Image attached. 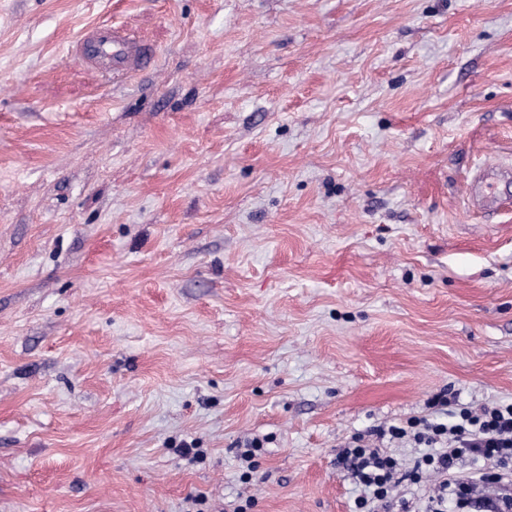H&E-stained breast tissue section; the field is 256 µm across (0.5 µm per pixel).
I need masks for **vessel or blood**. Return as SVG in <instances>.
Wrapping results in <instances>:
<instances>
[{
	"instance_id": "1",
	"label": "vessel or blood",
	"mask_w": 512,
	"mask_h": 512,
	"mask_svg": "<svg viewBox=\"0 0 512 512\" xmlns=\"http://www.w3.org/2000/svg\"><path fill=\"white\" fill-rule=\"evenodd\" d=\"M77 52L92 69L117 77L147 69L155 55L147 42L111 24L95 27L78 42ZM507 176V170L500 166H485L468 185L470 197L484 206L497 202L499 184Z\"/></svg>"
}]
</instances>
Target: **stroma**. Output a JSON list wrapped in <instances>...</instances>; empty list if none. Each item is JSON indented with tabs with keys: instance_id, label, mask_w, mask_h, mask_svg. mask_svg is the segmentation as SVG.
I'll return each mask as SVG.
<instances>
[{
	"instance_id": "stroma-1",
	"label": "stroma",
	"mask_w": 512,
	"mask_h": 512,
	"mask_svg": "<svg viewBox=\"0 0 512 512\" xmlns=\"http://www.w3.org/2000/svg\"><path fill=\"white\" fill-rule=\"evenodd\" d=\"M490 159L512 0H0V512H351V435L512 400ZM77 53L92 69L124 77L147 69L154 48L124 28L101 24L77 43ZM509 175L507 170L500 168L499 165H488L484 170L475 176L472 183L468 184L470 198L477 203L487 206L490 203L497 202L499 197V184Z\"/></svg>"
}]
</instances>
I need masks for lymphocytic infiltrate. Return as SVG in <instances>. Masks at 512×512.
Listing matches in <instances>:
<instances>
[{
  "label": "lymphocytic infiltrate",
  "mask_w": 512,
  "mask_h": 512,
  "mask_svg": "<svg viewBox=\"0 0 512 512\" xmlns=\"http://www.w3.org/2000/svg\"><path fill=\"white\" fill-rule=\"evenodd\" d=\"M419 453L402 462L392 445ZM342 477L362 491L355 512H448L462 491L495 484L486 512L512 503V402L453 413L449 422L413 417L402 424L352 436L336 456Z\"/></svg>",
  "instance_id": "f902f5d3"
}]
</instances>
